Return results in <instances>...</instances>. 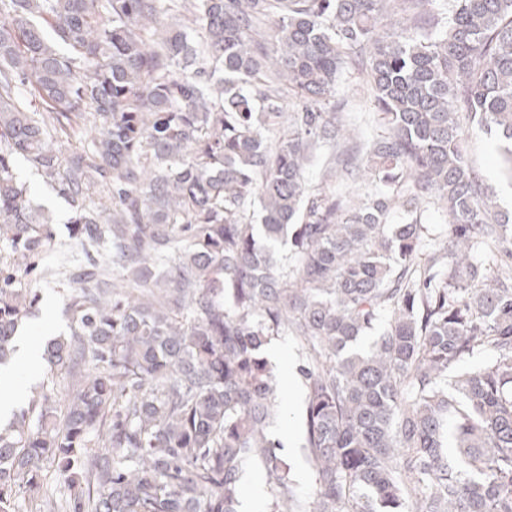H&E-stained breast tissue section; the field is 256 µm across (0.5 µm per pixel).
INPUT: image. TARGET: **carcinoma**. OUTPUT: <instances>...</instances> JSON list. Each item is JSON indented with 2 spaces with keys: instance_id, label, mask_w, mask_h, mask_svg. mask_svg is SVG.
Returning <instances> with one entry per match:
<instances>
[{
  "instance_id": "carcinoma-1",
  "label": "carcinoma",
  "mask_w": 512,
  "mask_h": 512,
  "mask_svg": "<svg viewBox=\"0 0 512 512\" xmlns=\"http://www.w3.org/2000/svg\"><path fill=\"white\" fill-rule=\"evenodd\" d=\"M472 126L512 185V0H0V364L34 284L72 285L59 379L0 431V512H238L250 463L271 512H512V212ZM19 160L87 261L44 264ZM283 336L308 498L271 435ZM365 81L366 74L356 69L344 78L336 92V98L348 101L345 112L348 114L349 121L357 126L363 136L372 133L376 126L370 105L363 98ZM469 157L473 167L481 173L486 183L497 191L500 205L510 210L512 189L499 181L500 158L490 140L482 134H473Z\"/></svg>"
}]
</instances>
